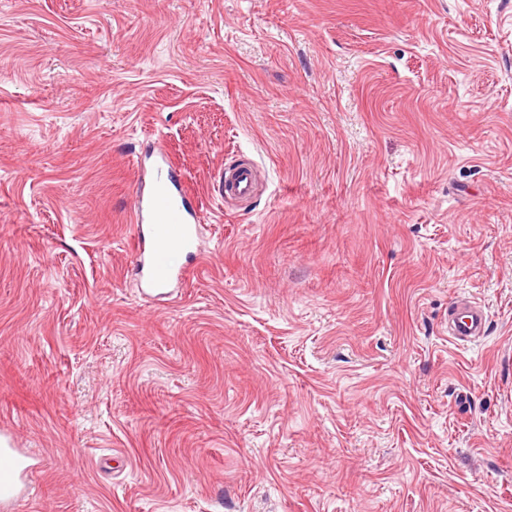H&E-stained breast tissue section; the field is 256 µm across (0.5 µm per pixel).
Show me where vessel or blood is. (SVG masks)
<instances>
[{"mask_svg": "<svg viewBox=\"0 0 512 512\" xmlns=\"http://www.w3.org/2000/svg\"><path fill=\"white\" fill-rule=\"evenodd\" d=\"M257 177L251 163L224 169L217 178V194L227 202H244L253 195ZM132 222L136 237L133 266L142 289L162 291L178 282L180 271L170 259L171 252L190 261L200 259L192 204L165 164L155 166L148 185L138 186ZM487 329L488 314L478 303L460 297L449 305L448 336L454 345H468L485 336ZM35 465V459L0 437V512H12L27 497L26 475Z\"/></svg>", "mask_w": 512, "mask_h": 512, "instance_id": "obj_1", "label": "vessel or blood"}]
</instances>
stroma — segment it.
Wrapping results in <instances>:
<instances>
[{
  "label": "stroma",
  "mask_w": 512,
  "mask_h": 512,
  "mask_svg": "<svg viewBox=\"0 0 512 512\" xmlns=\"http://www.w3.org/2000/svg\"><path fill=\"white\" fill-rule=\"evenodd\" d=\"M157 145L203 253L161 300ZM3 433L15 512H512V0H0ZM131 216L137 242L133 266L141 289L169 294L180 278L170 253L197 261L201 251L192 204L164 163L151 172L147 189L145 184L138 186ZM257 169L252 163H241L232 168H224L218 174L217 194L225 202L242 203L249 199L256 187ZM488 329V313L476 302L465 297L448 306V337L456 346H466L482 336ZM37 465L32 457L0 436V509L12 511L28 495L26 474Z\"/></svg>",
  "instance_id": "obj_1"
}]
</instances>
